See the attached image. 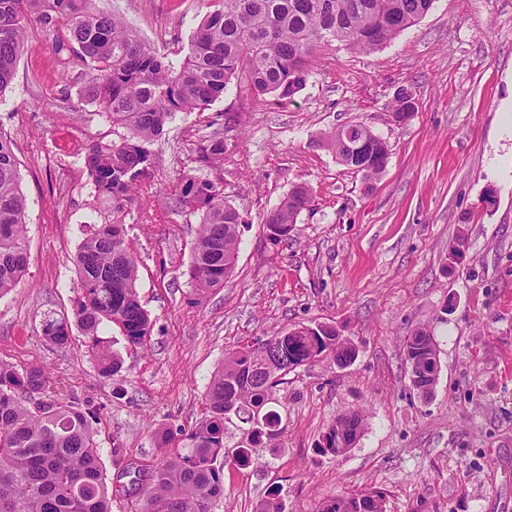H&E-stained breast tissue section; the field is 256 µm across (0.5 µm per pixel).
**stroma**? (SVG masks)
Returning a JSON list of instances; mask_svg holds the SVG:
<instances>
[{
    "label": "stroma",
    "mask_w": 512,
    "mask_h": 512,
    "mask_svg": "<svg viewBox=\"0 0 512 512\" xmlns=\"http://www.w3.org/2000/svg\"><path fill=\"white\" fill-rule=\"evenodd\" d=\"M151 47L187 53L211 0H98ZM84 77L65 74L50 39L31 28L11 85L0 93V134L16 145L27 199L28 268L0 297V360L46 367L56 393L93 413L103 474L153 464L155 432L191 430L224 355L298 326L334 325L357 347L341 368L317 362L288 373L277 392L284 431L226 463L215 512H255L276 496L283 512H318L337 496L377 488L386 512H512V0H435L383 47L317 51L305 84L285 100L230 83L208 110L179 116L154 149V219L128 228L138 293L152 321L146 348L117 330L119 381L99 376L75 334L47 345L45 315L72 317L80 281L72 264L95 215L82 157L110 141L82 101ZM417 101L390 118L400 90ZM363 121L390 158L373 182L342 165L328 132ZM224 127V197L245 218L223 288L197 298L188 269L198 220L172 213L169 194L198 173L210 124ZM313 202L285 246L263 216L293 186ZM465 233L456 267L448 251ZM434 336L439 375L430 398L413 390L403 342ZM363 430L346 454L317 452L348 412Z\"/></svg>",
    "instance_id": "1"
}]
</instances>
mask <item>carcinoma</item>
<instances>
[{"label": "carcinoma", "instance_id": "carcinoma-1", "mask_svg": "<svg viewBox=\"0 0 512 512\" xmlns=\"http://www.w3.org/2000/svg\"><path fill=\"white\" fill-rule=\"evenodd\" d=\"M435 0H219L191 37L186 56L174 61L145 44L125 21L94 6V0H0V92L14 78L28 30L36 25L51 39L61 63L87 77L93 116L112 127L116 139L92 140L83 157L94 203L104 206L99 222L87 225L73 259L81 295L74 322L47 316L42 335L65 348L72 327L87 338L101 376L116 380L119 352L100 337L118 328L130 347L143 348L151 320L138 291V259L127 241V218L138 198L154 189L155 154L150 149L166 124L180 114L203 112L231 80L257 95L291 97L307 80L315 52L341 45L371 52L415 25ZM329 144L340 162L371 180L384 172L388 142L361 121L337 127ZM198 161L215 177L182 175L174 197L183 213L199 217L190 277L198 295L224 287L234 270L241 214L224 198V133L205 140ZM312 189L298 184L263 220L267 237L288 243ZM27 200L20 186L13 141L0 134V297L23 278L27 267ZM427 382L438 366L432 334L418 328L404 339ZM330 360L346 366L356 348L332 325L299 326L258 346L224 354L206 394L207 413L184 437L166 434L159 461L134 472L129 485L108 491L89 417L75 402L46 397L44 367L20 369L0 362V512H112V497L144 490L136 512H212L224 496V425L236 417L249 425V446L234 462L247 464L251 446H275L281 416L268 408L288 372ZM317 445L339 455L357 441V414L338 418ZM384 493L369 489L322 503L319 512H385Z\"/></svg>", "mask_w": 512, "mask_h": 512}]
</instances>
